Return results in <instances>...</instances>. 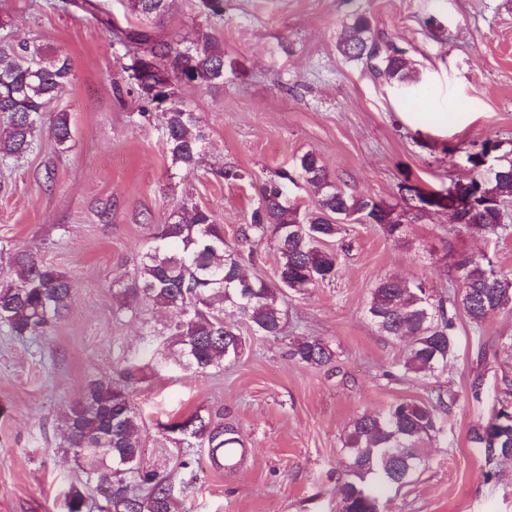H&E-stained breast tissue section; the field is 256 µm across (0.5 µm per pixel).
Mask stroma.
Segmentation results:
<instances>
[{"label": "stroma", "instance_id": "stroma-1", "mask_svg": "<svg viewBox=\"0 0 512 512\" xmlns=\"http://www.w3.org/2000/svg\"><path fill=\"white\" fill-rule=\"evenodd\" d=\"M51 3L0 0V37L60 51L72 65L32 150L0 164V281L14 278L12 257L28 249L74 278L76 291L46 339L0 324V512H66L65 495L84 475L59 419L90 379L138 358L147 327L172 318L154 306L122 309L112 282L135 271L151 233L179 204L209 209L233 245L263 184L308 152L336 185L400 215L411 207L402 185L433 193L467 182L468 154L488 143L493 156L512 157V0H224L223 18L210 20L198 0H172L158 34L208 33L224 48L223 90L178 89L211 142L191 173L172 165L162 115L135 92L124 48L91 15ZM360 16L414 64L419 99L338 52ZM60 111L73 135L65 149L48 126ZM228 166L246 179L224 181ZM326 247L340 253L336 279L288 299L279 339L246 330L241 357L223 369L191 373L170 360L128 388L142 465L182 491L184 512H336L350 422L448 390L456 401L439 415L425 468L384 493L386 512H512V461L486 464L469 440L476 422L512 407L504 384L512 379V309L479 329L457 315L455 358L430 378L402 375L403 345L379 336L364 315L383 275L445 295L464 259L485 257L512 272V234L480 235L433 207L409 222L404 239L354 224ZM297 337L328 342L333 362L290 360ZM196 412L222 415L240 440L235 468L162 433L161 424Z\"/></svg>", "mask_w": 512, "mask_h": 512}]
</instances>
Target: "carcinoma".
Listing matches in <instances>:
<instances>
[{"mask_svg": "<svg viewBox=\"0 0 512 512\" xmlns=\"http://www.w3.org/2000/svg\"><path fill=\"white\" fill-rule=\"evenodd\" d=\"M128 10L145 20L164 17L170 0H127ZM201 14L224 15V0H199ZM110 38L130 56L127 69L136 92L147 104L164 95L174 104L163 113L167 132L166 153L172 164L190 173L209 149L199 117L177 103L171 79L181 73L188 85L218 89L224 85V48L209 35L191 41L161 38L151 26L120 27L112 18L101 19ZM349 60L361 61L376 76L401 86L418 83V72L403 52L382 49L370 36L369 21L355 19L338 44ZM72 66L68 56L28 43L0 42V115L6 130L0 134V163L6 164L32 148L42 112L69 83ZM51 131L64 146L72 140L70 117L54 116ZM475 176L466 182V193L479 195V206L459 211L446 202L457 224L487 236L508 232L505 205L512 201V161L494 162L496 173L481 166L480 154L468 155ZM299 177L315 188L314 207L300 212L291 204L285 182L288 172L267 181L250 222L237 230L242 246L272 239L279 262L277 282L245 274L239 249L224 240V227L212 213L196 204L184 205L153 235L136 272L112 282L115 295L125 305H156L170 309L177 319L143 338L141 359L157 362L155 340L162 338L172 358L187 370L204 373L236 360L242 350L237 323L225 321L230 311L238 323L258 336L276 340L286 323L284 291L305 293L336 279L337 253L320 247L342 240L348 225L378 224L392 238L405 228L394 209L370 196H355L333 184L321 158L306 153L297 162ZM16 278L0 286V323L14 336L47 335L63 319L75 283L33 252L20 251L13 258ZM512 307V274L491 261L469 259L459 266L458 285L444 299L420 280L394 275L378 279L366 307V316L377 333L406 346L400 371L428 376L448 371L455 356V313L463 312L479 328L497 310ZM288 356L311 366L331 362L333 352L320 341H297ZM142 370L131 363L119 378L92 379L83 395L61 418L69 450L82 463L85 481L73 484L66 496L67 512H91L90 492L102 504L98 512H177L172 484L155 470L140 466L138 417L127 387ZM455 394L440 391L429 401L403 400L382 411L356 418L345 435L346 479L338 493L336 512H372L379 500L376 488L402 486L425 465L424 448L440 432L439 412L451 407ZM502 412L470 430V442L484 449L488 461L512 458V418L499 421ZM180 443L199 440L217 452L239 442L224 437V424L199 412L163 425Z\"/></svg>", "mask_w": 512, "mask_h": 512, "instance_id": "cac0c4a2", "label": "carcinoma"}]
</instances>
